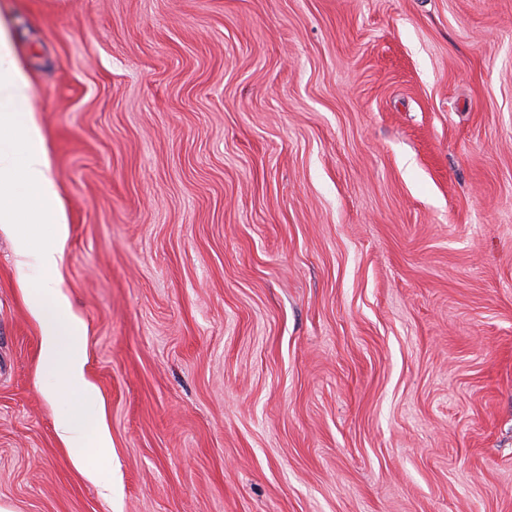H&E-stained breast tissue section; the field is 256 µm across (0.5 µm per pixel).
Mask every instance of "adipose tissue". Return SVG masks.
Masks as SVG:
<instances>
[{
	"label": "adipose tissue",
	"instance_id": "ef3b65f1",
	"mask_svg": "<svg viewBox=\"0 0 512 512\" xmlns=\"http://www.w3.org/2000/svg\"><path fill=\"white\" fill-rule=\"evenodd\" d=\"M36 112L29 69L0 13V229L13 234L18 283L41 329L45 391L59 407L56 434L86 476L108 489L111 438L79 347L85 324L60 287L69 222Z\"/></svg>",
	"mask_w": 512,
	"mask_h": 512
}]
</instances>
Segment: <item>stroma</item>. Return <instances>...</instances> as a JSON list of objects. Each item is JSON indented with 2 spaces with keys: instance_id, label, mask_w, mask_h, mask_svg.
Returning a JSON list of instances; mask_svg holds the SVG:
<instances>
[{
  "instance_id": "obj_1",
  "label": "stroma",
  "mask_w": 512,
  "mask_h": 512,
  "mask_svg": "<svg viewBox=\"0 0 512 512\" xmlns=\"http://www.w3.org/2000/svg\"><path fill=\"white\" fill-rule=\"evenodd\" d=\"M112 438L0 232L8 512H512V0H14Z\"/></svg>"
}]
</instances>
